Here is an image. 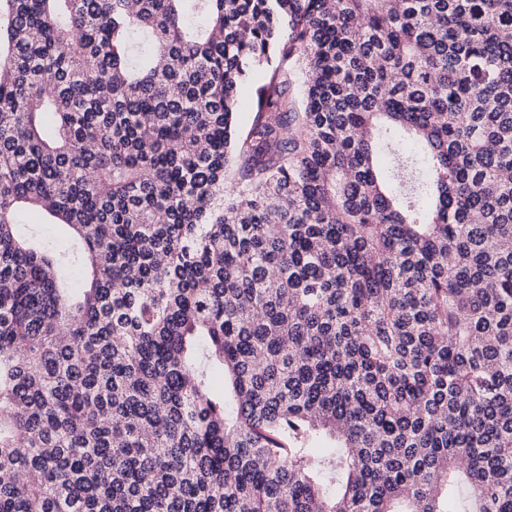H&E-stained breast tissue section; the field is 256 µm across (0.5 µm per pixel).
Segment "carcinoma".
I'll return each mask as SVG.
<instances>
[{
    "label": "carcinoma",
    "instance_id": "cac0c4a2",
    "mask_svg": "<svg viewBox=\"0 0 512 512\" xmlns=\"http://www.w3.org/2000/svg\"><path fill=\"white\" fill-rule=\"evenodd\" d=\"M0 512H512V0H0ZM19 222L23 224L29 233L40 238L46 244L55 247H62L64 245L62 235L58 229L53 224H42L38 215L26 212L21 213L19 215Z\"/></svg>",
    "mask_w": 512,
    "mask_h": 512
}]
</instances>
